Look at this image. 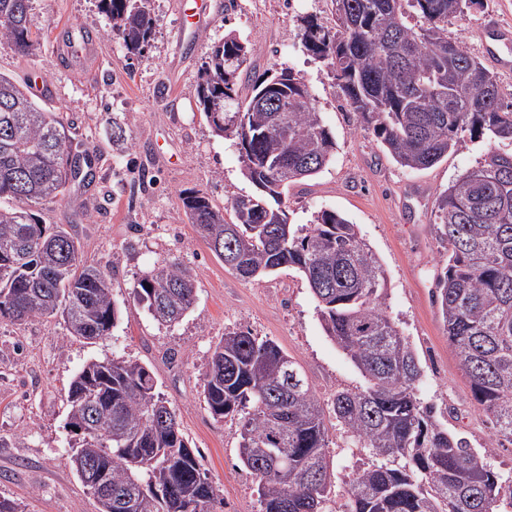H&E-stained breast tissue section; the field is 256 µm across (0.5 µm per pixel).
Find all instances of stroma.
I'll return each mask as SVG.
<instances>
[{
	"mask_svg": "<svg viewBox=\"0 0 512 512\" xmlns=\"http://www.w3.org/2000/svg\"><path fill=\"white\" fill-rule=\"evenodd\" d=\"M180 2L151 0L155 33L132 58L100 0H35L29 25L40 40L25 53L0 40V72L22 83L41 75L43 103L62 113L75 144L97 151L95 183L72 185L63 201L40 206L38 215L47 225H73L85 258L108 265L118 309L110 336L91 343L70 336L59 317L0 323V499L17 502L22 512H99L69 462L66 401L74 375L92 360L132 359L150 367L189 446L223 489L217 512L261 510L256 484L239 462L238 419L214 418L202 399L201 373L224 333L243 330L273 340L301 365L321 401L364 383L325 335L298 270L242 279L183 215L182 190H205L220 207L255 191L233 140L212 132L196 95L199 68L231 29L254 45L250 77L270 79L291 68L311 89L336 141L323 171L289 186V223L306 224L314 212L332 210L357 224L386 270L387 312L418 355L419 396L492 470L512 480V446L489 447L491 426L474 408L434 299L445 251L433 230L435 198L477 166L487 141L465 133L431 168L398 165L301 44L303 19L334 26L331 0H208V13L193 31L183 27ZM490 19L512 26V0H484L449 21L448 36L482 56L476 30ZM71 27L89 33L95 58L61 64L62 36ZM116 123L126 134L121 145L112 142ZM174 258L193 270L196 303L167 326L136 300L133 287L142 272Z\"/></svg>",
	"mask_w": 512,
	"mask_h": 512,
	"instance_id": "obj_1",
	"label": "stroma"
}]
</instances>
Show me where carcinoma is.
Here are the masks:
<instances>
[{
    "mask_svg": "<svg viewBox=\"0 0 512 512\" xmlns=\"http://www.w3.org/2000/svg\"><path fill=\"white\" fill-rule=\"evenodd\" d=\"M112 32L130 55L149 44L150 0H100ZM336 25L303 22L299 37L329 69L346 105L391 157L428 169L463 132L512 142V102L497 76L462 42L448 19L483 0H332ZM33 0H0V40L32 46ZM252 43L229 32L202 63L197 99L215 135L235 139L243 175L256 193L215 206L201 189L180 193L185 216L220 260L245 280L282 267L303 274L325 335L364 378L324 405L300 365L271 340L229 331L202 372L203 398L215 418L238 417L239 462L256 481L261 512H326L341 481L347 512H495L512 481L491 470L463 437L448 432L417 394L422 370L410 341L387 314V277L356 225L321 210L308 224L288 223V186L320 173L336 143L309 87L288 67L277 100L269 80L236 85ZM70 127L28 87L0 73V322L59 316L70 335L96 341L117 319L106 266L84 260L75 235L47 226L35 208L64 199L80 172ZM434 232L446 244L435 302L448 346L468 379L477 410L492 424L489 447L512 444V152L489 150L479 166L436 198ZM134 291L160 324L190 313L192 270L174 258L144 272ZM69 427L98 431L71 445L83 484L112 485L99 512H215L220 489L196 457L151 369L136 360L90 361L67 392ZM371 461L346 475L328 455L327 416Z\"/></svg>",
    "mask_w": 512,
    "mask_h": 512,
    "instance_id": "1",
    "label": "carcinoma"
}]
</instances>
